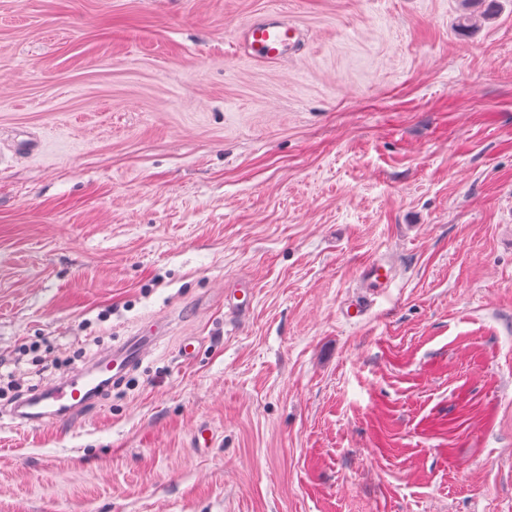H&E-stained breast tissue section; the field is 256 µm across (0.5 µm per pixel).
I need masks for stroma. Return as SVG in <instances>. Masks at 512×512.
Listing matches in <instances>:
<instances>
[{"instance_id": "35a3bbf8", "label": "stroma", "mask_w": 512, "mask_h": 512, "mask_svg": "<svg viewBox=\"0 0 512 512\" xmlns=\"http://www.w3.org/2000/svg\"><path fill=\"white\" fill-rule=\"evenodd\" d=\"M462 12L0 0V512H512V0ZM157 319L75 424L13 418ZM297 39L296 25L287 16L275 11L253 18L238 34L242 52L265 62L287 58L288 50ZM387 266H389L387 268ZM366 276L364 287L372 293L378 294L385 288H389L391 283L392 267L388 263L369 264L365 268Z\"/></svg>"}]
</instances>
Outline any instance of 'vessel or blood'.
<instances>
[{
	"label": "vessel or blood",
	"mask_w": 512,
	"mask_h": 512,
	"mask_svg": "<svg viewBox=\"0 0 512 512\" xmlns=\"http://www.w3.org/2000/svg\"><path fill=\"white\" fill-rule=\"evenodd\" d=\"M297 39L296 25L275 11L253 18L238 34L243 53L265 62L287 58ZM365 271L364 286L372 293L389 287L392 271L386 264L372 263L366 266ZM161 337L158 325L139 328L114 346L110 353L98 356L92 369L26 399L14 410V417L25 423L70 425L102 395L108 385L119 381L130 369L140 366Z\"/></svg>",
	"instance_id": "obj_1"
}]
</instances>
